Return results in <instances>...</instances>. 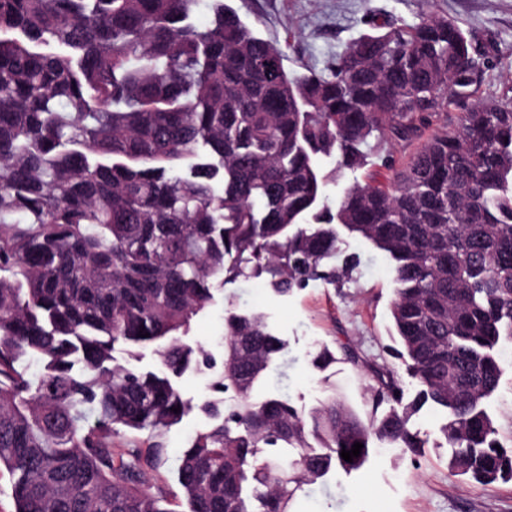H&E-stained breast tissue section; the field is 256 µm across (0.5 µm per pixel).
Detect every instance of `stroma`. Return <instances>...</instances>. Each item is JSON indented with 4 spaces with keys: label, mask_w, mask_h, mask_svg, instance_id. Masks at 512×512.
Masks as SVG:
<instances>
[{
    "label": "stroma",
    "mask_w": 512,
    "mask_h": 512,
    "mask_svg": "<svg viewBox=\"0 0 512 512\" xmlns=\"http://www.w3.org/2000/svg\"><path fill=\"white\" fill-rule=\"evenodd\" d=\"M241 20L285 50L284 65L296 74L326 71L329 62L364 30L367 16L415 23L436 13L448 16L490 50V64L474 88L473 100L501 97L512 88V0H228ZM341 252L356 257L349 280L328 285L312 281L280 295L265 278L240 279L216 290L212 302L192 321L189 339L222 359L224 310L235 302L263 314L288 342V360L261 385L259 397L285 395L307 410L325 398L310 365L318 345L353 343L371 355L390 342L394 297L390 262L368 241L343 235ZM509 363L487 407L498 437L512 444V345ZM443 416L423 407L411 419L428 446L418 464L399 450L378 451L360 471H335L326 484L311 487L317 512H512V481L481 486L448 471Z\"/></svg>",
    "instance_id": "stroma-1"
}]
</instances>
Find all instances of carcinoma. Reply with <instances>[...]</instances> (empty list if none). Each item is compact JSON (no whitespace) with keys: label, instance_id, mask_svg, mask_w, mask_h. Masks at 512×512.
Wrapping results in <instances>:
<instances>
[{"label":"carcinoma","instance_id":"1","mask_svg":"<svg viewBox=\"0 0 512 512\" xmlns=\"http://www.w3.org/2000/svg\"><path fill=\"white\" fill-rule=\"evenodd\" d=\"M200 2L0 0V474L14 512H177L149 473L189 410L179 381L199 372L210 427L175 469L188 512H304L305 487L360 470L376 441L415 463L426 403L446 412L451 475L512 479L485 407L512 343V96L438 126L488 52L444 15L372 18L328 73L297 75L224 0L192 25ZM417 140L399 164L387 151ZM376 159L389 184L356 180L325 203L336 171ZM344 231L393 262L394 345L379 362L324 345L311 366L351 365L365 417L334 397L307 412L254 399L288 348L259 312L225 309L220 362L186 340L244 260L278 294L345 279ZM118 345L152 347L160 367L117 363ZM391 358L419 386L407 404Z\"/></svg>","mask_w":512,"mask_h":512}]
</instances>
